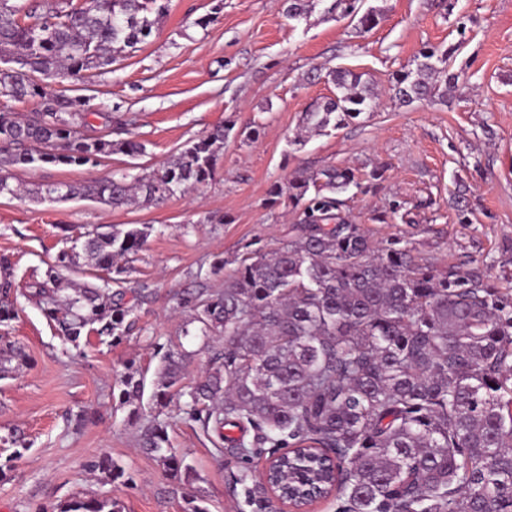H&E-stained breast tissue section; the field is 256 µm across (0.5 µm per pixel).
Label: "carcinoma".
I'll return each mask as SVG.
<instances>
[{"instance_id":"1","label":"carcinoma","mask_w":512,"mask_h":512,"mask_svg":"<svg viewBox=\"0 0 512 512\" xmlns=\"http://www.w3.org/2000/svg\"><path fill=\"white\" fill-rule=\"evenodd\" d=\"M325 13L358 17L370 30L377 15L358 14V0H288L292 19L315 4ZM167 0H84L45 9L41 0H0V195L14 196L7 169L96 164L117 153L137 156L133 138L88 137L85 98L53 85L80 80L112 65L152 34ZM448 52L430 49L397 76L405 103L444 96L438 77ZM40 75V82L31 74ZM336 95L302 113L301 130L324 133L369 112L374 84L348 68L327 72ZM40 100L29 114L11 103ZM225 131L218 128L162 168L112 177L83 187L47 184L35 199L93 198L114 208L144 199L162 202L211 179ZM358 182L348 169L329 168L288 184V199L304 203L288 240L254 253L224 277V290L195 296L201 335L224 337L204 379L191 387L182 411L214 444L224 427L251 426L253 448H286L277 478L283 497L304 507L303 491L320 487L341 501L339 512H512V278L498 285L466 264L438 268L401 239L374 241L342 214L336 195ZM147 227H93L83 233L90 265L109 274L101 286L63 275L62 253L43 276L26 283L56 332L71 342L99 341L124 326L125 268ZM13 264L0 256V326L17 314ZM183 355L165 357L151 395L154 414L143 447L163 464L191 474L168 446L163 409L180 378ZM18 343L0 336V378L26 364ZM56 512H119L110 497L75 496Z\"/></svg>"}]
</instances>
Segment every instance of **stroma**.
I'll return each instance as SVG.
<instances>
[{
    "mask_svg": "<svg viewBox=\"0 0 512 512\" xmlns=\"http://www.w3.org/2000/svg\"><path fill=\"white\" fill-rule=\"evenodd\" d=\"M362 7L378 15L366 33L319 6L305 20L290 19L284 0H169L136 51L87 82L57 85L86 98L82 134L125 121L144 151L94 167L13 169L25 191L0 197V255L14 262L17 287L71 248L62 227L152 230L126 275L142 303L112 345L72 344L19 299L7 331L28 359L0 380V438L19 437L24 447L0 450V512H51L76 495L112 497L121 512H190L195 498L209 512H275L257 478L268 451L246 458L212 444L182 407L207 368L204 343H224L189 334L193 297L223 288L225 270L243 253L287 241L301 211L270 189L300 172L350 169L360 184L345 192L346 211L375 238H402L436 266L464 262L494 282L512 272V0H362ZM428 47L450 53L448 70L459 80L446 98L402 104L393 76L415 68ZM338 66L373 81L374 111L293 145L302 112L335 93L313 68ZM219 126L227 133L214 179L163 203L115 209L28 194L43 184L151 172ZM171 349L188 354L182 393L165 411L169 444L190 466L187 475L140 445L149 397H122L124 374L152 386ZM105 454L122 477L91 471Z\"/></svg>",
    "mask_w": 512,
    "mask_h": 512,
    "instance_id": "35a3bbf8",
    "label": "stroma"
}]
</instances>
